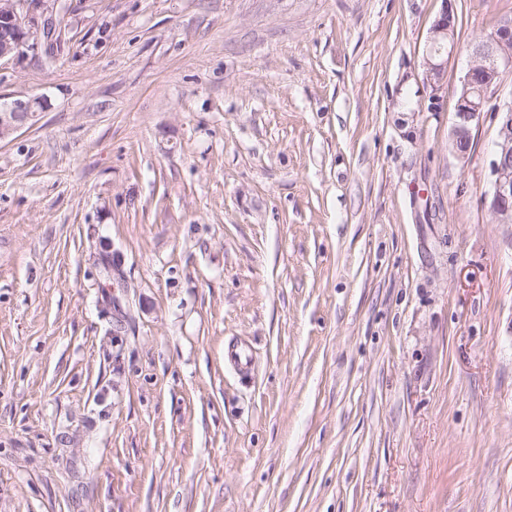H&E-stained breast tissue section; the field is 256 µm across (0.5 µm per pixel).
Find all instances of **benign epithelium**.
<instances>
[{"label":"benign epithelium","instance_id":"obj_1","mask_svg":"<svg viewBox=\"0 0 512 512\" xmlns=\"http://www.w3.org/2000/svg\"><path fill=\"white\" fill-rule=\"evenodd\" d=\"M52 0H0V70L28 58L46 57L57 50L59 15ZM455 18L448 0L433 26L427 58V79L436 87L443 77L444 56ZM512 71V20H503L470 49V65L461 79L455 106L454 144H471L473 124L486 111L497 117V135L491 160L490 209L500 224L512 225V98L500 96L503 76ZM40 101L14 98L0 101V141L35 124Z\"/></svg>","mask_w":512,"mask_h":512}]
</instances>
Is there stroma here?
<instances>
[{
  "label": "stroma",
  "mask_w": 512,
  "mask_h": 512,
  "mask_svg": "<svg viewBox=\"0 0 512 512\" xmlns=\"http://www.w3.org/2000/svg\"><path fill=\"white\" fill-rule=\"evenodd\" d=\"M57 0L0 142V512H512V0ZM249 346L253 368L228 364ZM442 1V9L433 26L434 38L432 40V46L427 58V79L433 87H437L440 80L443 77L444 72V55H450L455 49V44L448 43V33L454 30L455 18L452 10V6L448 4L447 0ZM439 47L436 49V46ZM445 49V51H443ZM503 19L470 49V65L461 79L455 106L458 120L452 141L467 144L469 149L474 122L491 108L497 117V135L486 198L497 222L512 225V97L499 94L504 74L512 71V17ZM2 99L0 96V141L35 124L40 114V101L36 99L18 97L7 102Z\"/></svg>",
  "instance_id": "obj_1"
}]
</instances>
